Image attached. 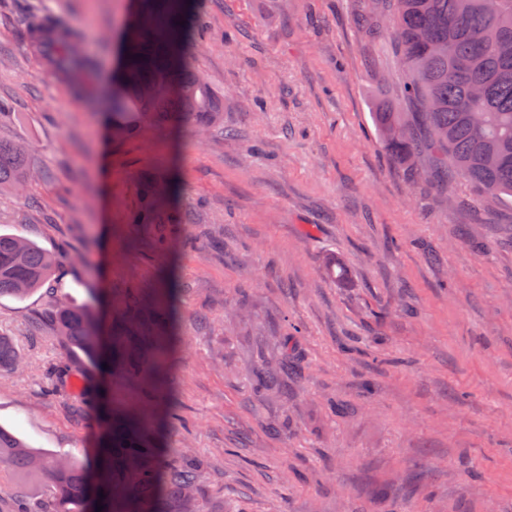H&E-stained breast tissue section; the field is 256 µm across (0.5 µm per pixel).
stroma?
<instances>
[{
  "mask_svg": "<svg viewBox=\"0 0 512 512\" xmlns=\"http://www.w3.org/2000/svg\"><path fill=\"white\" fill-rule=\"evenodd\" d=\"M128 7L0 0V139L27 143L34 171L0 195V231L67 255L57 288L0 298L25 358L0 376V427L81 458L143 405L44 318L171 271L177 343L149 430L197 462L198 512H512V203L485 209L387 155L371 112L400 99L389 34L358 28L360 0H186L185 53L224 116L205 134L148 120L128 141L110 123ZM51 15L93 61L91 92L30 49ZM146 176L173 179L194 218L174 252L132 247L151 233L130 221ZM290 332L294 374L258 391ZM64 366L74 386H51Z\"/></svg>",
  "mask_w": 512,
  "mask_h": 512,
  "instance_id": "1",
  "label": "stroma"
}]
</instances>
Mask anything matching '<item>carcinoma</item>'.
<instances>
[{
  "label": "carcinoma",
  "mask_w": 512,
  "mask_h": 512,
  "mask_svg": "<svg viewBox=\"0 0 512 512\" xmlns=\"http://www.w3.org/2000/svg\"><path fill=\"white\" fill-rule=\"evenodd\" d=\"M372 3L365 0L361 27L378 30L382 18L390 17L412 106L401 112L390 101L375 103L372 120L387 152L410 171L447 172L438 181L444 190L461 178L483 201L512 198V0H496L490 8L486 0H382V13ZM152 6L153 0H137L128 23L133 37L121 36L125 67L112 99V119L128 138L138 135L147 117L186 120L207 132L221 118L224 101L188 63L165 59L163 33L147 29ZM30 39L68 77H79L78 89L88 86L93 64L72 52L61 22L47 19L30 31ZM30 177L26 150L0 140V189L21 194ZM136 190L139 205L132 223L154 225L149 247L165 253L173 228L192 217L174 207L170 180L147 177ZM58 264L56 255L30 240L0 233V298L20 300L54 288ZM170 315L165 294L146 296L133 284L124 289L107 329L90 310L66 301L57 303L48 319L62 343L116 361L135 386L148 378L160 386L172 352L162 333ZM282 348L278 366L264 372L268 386L279 385L288 374V339ZM23 364L12 339L0 333V375ZM146 442V434L127 420L115 423L91 469L69 454L38 452L0 428V469L42 477L43 495L23 512H180L178 506L196 486L192 464L164 460Z\"/></svg>",
  "instance_id": "1"
}]
</instances>
